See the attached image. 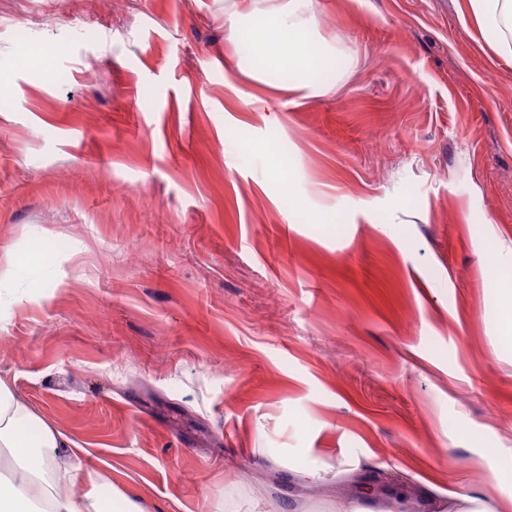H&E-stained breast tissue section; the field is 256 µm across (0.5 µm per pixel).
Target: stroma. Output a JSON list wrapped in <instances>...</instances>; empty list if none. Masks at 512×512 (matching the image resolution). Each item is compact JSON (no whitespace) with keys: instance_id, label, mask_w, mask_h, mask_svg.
Wrapping results in <instances>:
<instances>
[{"instance_id":"obj_1","label":"stroma","mask_w":512,"mask_h":512,"mask_svg":"<svg viewBox=\"0 0 512 512\" xmlns=\"http://www.w3.org/2000/svg\"><path fill=\"white\" fill-rule=\"evenodd\" d=\"M224 4L0 0V268L56 253L0 378L148 512H328L348 469L512 512V61L459 0H314L303 99Z\"/></svg>"}]
</instances>
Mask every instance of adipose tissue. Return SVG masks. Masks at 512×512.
<instances>
[{
    "mask_svg": "<svg viewBox=\"0 0 512 512\" xmlns=\"http://www.w3.org/2000/svg\"><path fill=\"white\" fill-rule=\"evenodd\" d=\"M238 25L232 37L247 44L238 59L245 75L265 81L275 69L293 71L291 91L309 98L320 88L314 68H328L333 51L312 46L318 25L313 0H249L247 11L231 7ZM462 19L474 20L495 55L512 60V0H463ZM83 451L43 419L0 379V512H105L108 500L122 512H146L138 499L86 466Z\"/></svg>",
    "mask_w": 512,
    "mask_h": 512,
    "instance_id": "adipose-tissue-1",
    "label": "adipose tissue"
}]
</instances>
